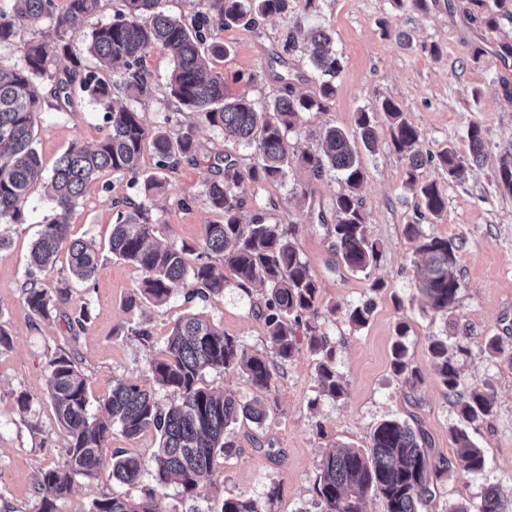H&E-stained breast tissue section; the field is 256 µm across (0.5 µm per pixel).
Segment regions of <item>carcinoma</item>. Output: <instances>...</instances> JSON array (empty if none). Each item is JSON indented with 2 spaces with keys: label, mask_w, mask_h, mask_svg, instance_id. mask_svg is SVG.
<instances>
[{
  "label": "carcinoma",
  "mask_w": 512,
  "mask_h": 512,
  "mask_svg": "<svg viewBox=\"0 0 512 512\" xmlns=\"http://www.w3.org/2000/svg\"><path fill=\"white\" fill-rule=\"evenodd\" d=\"M99 0H67L62 13H56L54 0H7L0 5V45L15 42L18 27L25 20L47 19L54 24L56 38L51 42L31 39L20 43L23 65L13 70L0 69V222L19 220L31 186L44 178V166L35 143V120L48 98L57 108L72 103L76 91L105 112L108 132L93 146L71 145L61 154L49 177L48 188L55 202V213L47 221L31 250L32 264L47 274L55 271L59 248L68 234L69 213L84 195L87 185L104 173L127 175L142 182L144 201L130 202L118 211L108 250L113 257L139 268L143 277L137 297L130 299L161 304L176 288L188 289L190 300L205 301L224 291V270H230L238 286L263 289L259 314L267 332L265 352L246 355L240 341L224 333L210 320L189 315L178 320L167 340L163 357H150L148 371L161 387L178 395V402L164 408L153 393L135 382H121L107 398L100 400L103 417L89 414V385L75 357L61 352L48 363L46 375L49 400L63 436L61 461L42 471L36 482L38 504L35 512H56L57 500L70 494L74 477L90 475L109 447L112 428L135 439L154 431L159 437L154 454V484L144 495L133 499L122 491L94 501L92 512H157L156 498L170 484L196 497L210 482L217 460L236 453L225 437L226 430L239 420L258 425L266 420V404L260 399L240 401L231 392H215L200 386L206 370L242 371L259 390H270L273 371L290 362L301 350L296 331L306 326V345L315 357V378L320 392L333 399L344 397L345 384L334 366L335 349L323 333H316L310 320L318 316V283L309 263L302 259L293 239V225L270 224L257 214L252 222H242L245 200L239 188L246 182L275 183L283 179L292 165L307 170L314 178L326 169L340 173L342 189L335 196L332 250L347 269L365 272L381 258L378 244L366 230L363 200L359 189L366 172L352 141L360 138L368 151L377 145L374 116L361 111L355 131L348 133L331 126L323 133L320 152L297 150L290 143L299 116L323 112L336 94L332 77L342 68L333 47V36L323 28L310 33V60L314 69L326 76L318 95L295 94L291 86L265 106L258 108L246 97H230L224 92V77L214 71L213 58L229 54V49L206 44L213 23L224 27L249 24L255 17L274 18L287 8L289 0H206L207 11L191 22L156 11L158 0H126L128 11L86 34L88 51L102 70L116 63L126 71L124 82L129 97L147 93L148 78L143 67L146 57L156 49L167 51L174 63L168 81L169 94L183 107L197 112L224 138L254 144L258 160L241 168L231 157H224V177L208 184L209 207L222 214L224 222L208 224L200 244L205 254L221 257V264L186 261L196 247L183 243H151L154 225L146 216V200L158 193L165 178L141 170L146 144H151L159 170L170 168L181 159H196L195 130L188 126L171 136L164 127L148 128L141 112L117 103L112 82L93 71L81 73V63L71 60L62 70L53 68L54 58L69 55L65 35L83 32L86 19ZM380 111L389 122L391 144L406 160L407 182L419 197L418 207L441 218L447 195L437 181L418 183L416 173L426 160L418 149L421 131L412 125L391 99L381 103ZM469 156L464 158L450 148L438 153L448 176L462 179L469 167L483 156L484 133L481 125L468 130ZM405 235L417 242L424 263L415 270V282L429 308L443 316L457 300L461 283L457 274L460 247L451 241L427 234L419 224H408ZM100 250L92 242L74 239L68 251V270L76 280L89 283L100 265ZM25 302L38 318L48 320L70 300L69 289L50 292L42 283L29 280L24 286ZM369 303L350 307L346 318L361 328L371 317ZM407 326L397 325L398 340L392 344L391 368L413 387L422 382L419 368L408 359V348L401 338ZM431 368L455 408L460 426L451 430L457 458L469 473L484 470L483 451L471 440L465 426L480 423L494 410L491 392L465 385L461 371L448 355V339L429 337ZM425 433L399 418L380 421L366 449L338 448L320 460L315 491L322 512H365L366 499L382 500L385 512H419L422 504L436 497L438 481L451 466L435 462L427 448ZM112 479L120 486L140 481L143 462L138 455L117 451L112 455ZM280 495L273 485L266 500L227 497L220 512H268ZM478 512H512V491L489 487Z\"/></svg>",
  "instance_id": "carcinoma-1"
}]
</instances>
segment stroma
Masks as SVG:
<instances>
[{
  "label": "stroma",
  "mask_w": 512,
  "mask_h": 512,
  "mask_svg": "<svg viewBox=\"0 0 512 512\" xmlns=\"http://www.w3.org/2000/svg\"><path fill=\"white\" fill-rule=\"evenodd\" d=\"M475 0H290L283 14L257 19L248 26H214L209 40L229 46L228 56L215 59L226 94L247 96L264 104L281 94L285 84L295 93L317 95L318 75L309 60L307 33L323 27L334 34L342 70L335 78L336 95L328 111L306 112L298 129L301 147H316L323 128L355 127L360 111H371L393 99L421 133L420 149L429 158L419 181H437L447 193L442 218L418 215L416 197L407 185L406 164L390 144L385 118L377 120L376 152L360 151L367 173L361 188L365 222L382 257L369 273H354L337 264L331 244L332 201L340 189L335 172L313 178L293 170L274 184L244 182L243 222L255 214L270 223L291 224L301 256L319 288V313L314 321L336 347V370L347 394L334 400L318 392L314 361L300 351L276 369L266 394L267 419L231 426L237 456L218 461L201 495L189 498L170 485L157 500L158 512H219L224 498L241 495L264 501L271 484L281 486L272 512H320L315 480L322 455L333 448L367 447L375 425L400 418L427 434L434 457L453 461L450 430L458 417L430 367L428 339L447 336L449 345L467 352L458 362L465 382L491 391L493 416L469 433L483 450L486 467L472 474L454 465L436 498L422 512H443L451 504L477 509L490 485L512 489V362L491 354L486 344L499 338L512 346V191L499 187L495 172L512 155V10L498 14L496 29L482 21ZM293 49H286L287 38ZM439 55H432L431 46ZM144 67L151 90L135 104L146 125L167 123L170 133L196 128V160H179L164 171L166 184L147 202L155 237L165 244L198 245L206 225L221 214L206 203L209 182L222 179L224 156L240 166L257 159L254 146L225 140L198 113L172 98L167 83L173 69L170 55L155 50ZM484 132V156L465 181L449 177L437 159L443 148L467 154L470 124ZM107 132L104 113L89 98L77 95L66 110L45 106L35 122V147L45 165H53L70 145H91ZM307 192L306 204L296 201ZM141 201V187L129 177L108 174L92 182L69 216V236L107 243L116 219L114 200ZM321 207L325 219H309V206ZM55 204L43 185H33L22 217L0 223L8 245L0 249V327L11 344L0 347V512H34L38 471L60 459L62 435L54 418L46 384L47 364L60 351L75 354L88 379L90 413L113 385L134 381L152 390L162 405L175 402L172 392L155 387L147 359L160 355L181 318L201 314L237 337L247 352L264 350L266 327L256 315L257 293L246 292L227 279L221 294L207 301H188L183 289L173 290L160 305H130L142 277L137 267L105 255L93 282L72 281L68 310L87 307L89 318L70 333L62 317L42 320L27 307L22 285L30 269V251ZM420 223L426 233L460 245L458 271L462 287L453 308L469 326L467 335H451L446 317L430 311L412 275L420 256L404 233ZM373 301L374 311L362 328L346 319L349 307ZM406 322L404 343L414 366L423 372L418 386H408L391 369V347L398 322ZM147 327L149 336L138 333ZM27 407H20L19 399ZM264 441L256 448L255 439ZM159 439L147 431L134 439L113 430L111 446L139 455L145 469L139 485L127 487L138 498L153 483V454ZM112 456L104 454L92 476H77L71 493L58 500L57 512H90L95 500L111 494Z\"/></svg>",
  "instance_id": "1"
}]
</instances>
